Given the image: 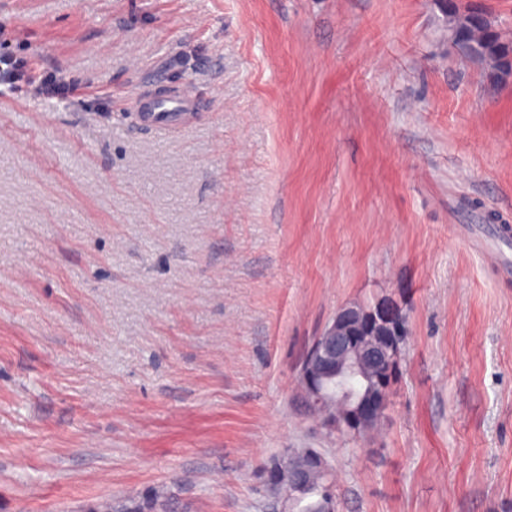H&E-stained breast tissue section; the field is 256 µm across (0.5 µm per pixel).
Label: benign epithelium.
<instances>
[{"label": "benign epithelium", "instance_id": "1", "mask_svg": "<svg viewBox=\"0 0 512 512\" xmlns=\"http://www.w3.org/2000/svg\"><path fill=\"white\" fill-rule=\"evenodd\" d=\"M404 334L400 307L389 300L370 308L343 306L306 353L299 371V382L310 411L325 408L337 399L352 407L354 420L345 424L328 422L329 430L360 433L364 427L385 412V400L370 391H354L348 381L365 378L368 369L390 366L400 354L399 338ZM307 487V471L296 465L288 471V491L269 487L281 508L289 512L288 495Z\"/></svg>", "mask_w": 512, "mask_h": 512}]
</instances>
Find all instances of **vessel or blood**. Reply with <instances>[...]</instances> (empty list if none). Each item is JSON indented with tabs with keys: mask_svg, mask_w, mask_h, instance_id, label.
Here are the masks:
<instances>
[{
	"mask_svg": "<svg viewBox=\"0 0 512 512\" xmlns=\"http://www.w3.org/2000/svg\"><path fill=\"white\" fill-rule=\"evenodd\" d=\"M194 106V99L183 88L172 87L160 95L147 89L137 100L134 121L142 130L165 137L186 125L187 114Z\"/></svg>",
	"mask_w": 512,
	"mask_h": 512,
	"instance_id": "b4317fda",
	"label": "vessel or blood"
}]
</instances>
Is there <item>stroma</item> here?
I'll return each mask as SVG.
<instances>
[{
  "label": "stroma",
  "instance_id": "35a3bbf8",
  "mask_svg": "<svg viewBox=\"0 0 512 512\" xmlns=\"http://www.w3.org/2000/svg\"><path fill=\"white\" fill-rule=\"evenodd\" d=\"M512 0H0L64 100L0 92V512H273L320 449L339 512H512V78L449 37ZM190 85L169 139L129 114ZM396 302L368 436L298 387L338 308Z\"/></svg>",
  "mask_w": 512,
  "mask_h": 512
}]
</instances>
